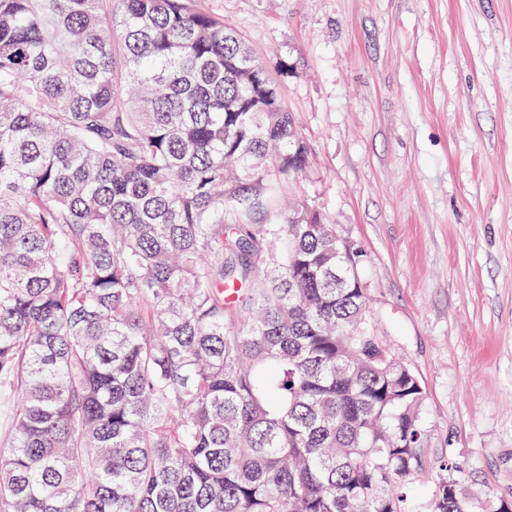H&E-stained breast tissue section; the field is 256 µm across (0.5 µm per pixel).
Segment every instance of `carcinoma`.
Listing matches in <instances>:
<instances>
[{
  "mask_svg": "<svg viewBox=\"0 0 512 512\" xmlns=\"http://www.w3.org/2000/svg\"><path fill=\"white\" fill-rule=\"evenodd\" d=\"M306 163L191 0H0V512H409L425 393Z\"/></svg>",
  "mask_w": 512,
  "mask_h": 512,
  "instance_id": "cac0c4a2",
  "label": "carcinoma"
}]
</instances>
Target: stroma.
<instances>
[{
  "label": "stroma",
  "mask_w": 512,
  "mask_h": 512,
  "mask_svg": "<svg viewBox=\"0 0 512 512\" xmlns=\"http://www.w3.org/2000/svg\"><path fill=\"white\" fill-rule=\"evenodd\" d=\"M280 84L308 149L287 210L364 250L378 334L425 392L436 464L512 500V0H196Z\"/></svg>",
  "instance_id": "35a3bbf8"
}]
</instances>
